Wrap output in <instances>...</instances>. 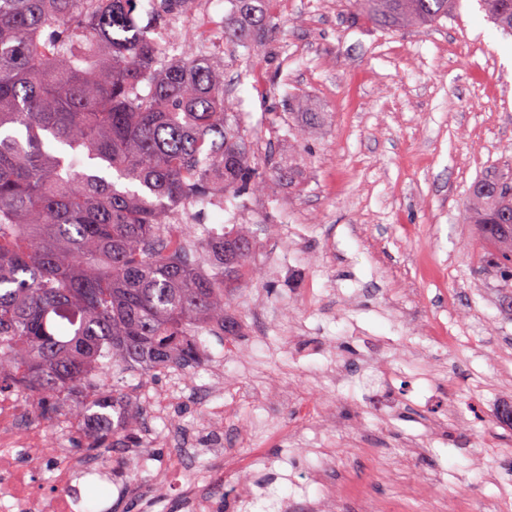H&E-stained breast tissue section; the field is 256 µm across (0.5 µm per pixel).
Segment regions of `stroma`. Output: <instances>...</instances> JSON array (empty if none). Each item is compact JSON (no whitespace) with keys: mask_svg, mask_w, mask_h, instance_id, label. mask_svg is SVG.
<instances>
[{"mask_svg":"<svg viewBox=\"0 0 512 512\" xmlns=\"http://www.w3.org/2000/svg\"><path fill=\"white\" fill-rule=\"evenodd\" d=\"M260 9L262 39L234 47L224 41L228 0H194L177 23L137 13L179 52L223 67L257 176L276 166L296 176L226 199L192 225L195 238L232 224L253 231L257 277L230 299L240 333L205 337L203 360L184 372L201 393L146 419L145 462L122 446L95 453L103 474L77 485L101 494L81 501L82 512H140L126 490L157 469L172 474L164 512H184L186 482L212 491L221 464L195 451L209 447L217 407L223 447L263 461L247 507L227 496L214 512H309L324 495L306 478L320 448L340 451L330 482L342 512H357L365 492L388 500L412 489L419 469L438 484L434 497L415 496L413 512L458 493L487 512L512 490V423L486 412L512 406V315L462 204L478 176L512 162V36L479 0L401 30L378 28L344 0H262ZM295 96L305 115L289 111ZM299 125L301 142L291 133ZM440 324L455 337L444 349L428 340ZM292 336L314 353L296 355ZM456 409L469 424H453ZM326 410L338 428L320 427ZM438 420L446 432H434ZM282 424L296 428L294 440L279 439ZM41 427L48 461L30 468L47 489L46 466L58 464V448H76L78 425ZM410 442L424 453L407 455Z\"/></svg>","mask_w":512,"mask_h":512,"instance_id":"35a3bbf8","label":"stroma"}]
</instances>
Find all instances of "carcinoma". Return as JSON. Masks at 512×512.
Segmentation results:
<instances>
[{
    "mask_svg": "<svg viewBox=\"0 0 512 512\" xmlns=\"http://www.w3.org/2000/svg\"><path fill=\"white\" fill-rule=\"evenodd\" d=\"M251 41L254 0H228ZM512 35V0H480ZM459 0H345L388 30L436 23ZM138 0H0V391L32 400L52 422L83 394V444L136 443L138 412L120 431L105 413L128 404L95 373H155L201 362L205 333L238 334L226 296L254 278L244 224L196 247L182 209H224L261 193L241 112L224 70L206 59L162 60ZM483 258L512 283V166L475 179L463 207ZM98 408L92 418L85 413Z\"/></svg>",
    "mask_w": 512,
    "mask_h": 512,
    "instance_id": "carcinoma-1",
    "label": "carcinoma"
}]
</instances>
